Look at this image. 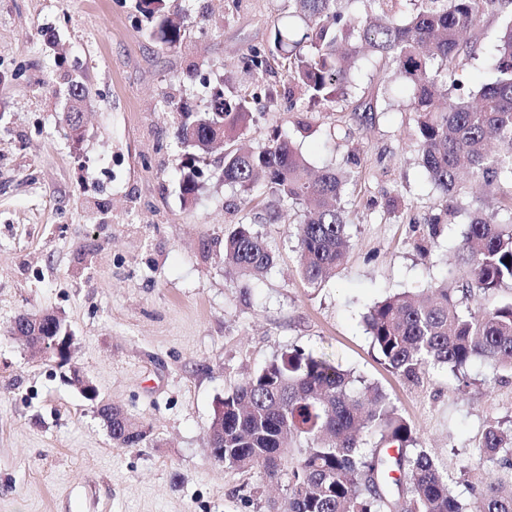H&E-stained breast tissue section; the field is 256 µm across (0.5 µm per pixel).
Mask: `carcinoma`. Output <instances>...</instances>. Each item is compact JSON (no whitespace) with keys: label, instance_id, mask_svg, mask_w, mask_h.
<instances>
[{"label":"carcinoma","instance_id":"cac0c4a2","mask_svg":"<svg viewBox=\"0 0 512 512\" xmlns=\"http://www.w3.org/2000/svg\"><path fill=\"white\" fill-rule=\"evenodd\" d=\"M300 29L276 26L269 49L253 48L248 62L330 108L345 96L361 56L384 60L388 77L412 92L413 137L420 163L439 192L442 209L426 224L453 220L468 175L490 189L512 188V0H291ZM151 36L174 47L185 26L165 11L164 0H139ZM500 21L489 60L495 80L473 91L461 72L481 51L484 19ZM254 119L247 94L212 95L202 111L187 114L177 129L181 144L199 154ZM224 182L239 188L250 221L224 240V272L248 282L266 273L273 255L257 222L273 224L284 204L300 206L297 259L311 284L333 276L349 248L342 192L351 172L318 174L291 141L274 136L255 150L229 147ZM260 187L264 199L254 202ZM184 202L198 191L195 170L183 175ZM463 270L450 271L432 297L413 292L375 303L365 317L381 360L408 382L435 366L458 369L475 359L512 371V302L473 311L471 292L512 285V217L476 212L459 249ZM350 372L294 349L225 394L224 417L213 422L223 464L287 480L282 501L267 512H512V495L489 484L465 507L452 480L423 448L413 447L411 425L378 386L359 389ZM112 407V441L131 447L141 437ZM379 436L368 448L359 432ZM304 442L300 448L292 442ZM478 459L512 470V428L488 426Z\"/></svg>","mask_w":512,"mask_h":512}]
</instances>
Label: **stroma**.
<instances>
[{
  "label": "stroma",
  "mask_w": 512,
  "mask_h": 512,
  "mask_svg": "<svg viewBox=\"0 0 512 512\" xmlns=\"http://www.w3.org/2000/svg\"><path fill=\"white\" fill-rule=\"evenodd\" d=\"M166 9L187 27L182 47L150 38L136 0H0V512H266L285 485L215 462L209 427L226 393L295 348L381 387L461 498L512 486L476 460L489 425L512 427V372L476 359L412 384L382 364L364 323L376 302L440 281L471 213L500 207L501 194L473 187L454 223L423 224L440 198L411 136L410 90L378 64L361 63L329 111L247 70L288 0ZM73 79L87 89L78 139L63 121ZM218 87L256 98L239 143L278 133L312 169L357 170L342 193L351 248L335 277L304 280L294 206L254 227L270 270L245 289L225 276L243 194L216 174L223 148L193 162L176 137V102L204 109ZM190 162L199 191L187 205ZM46 311L74 336L69 363L32 357L9 331L18 315ZM74 366L96 400L71 384ZM107 403L146 438L116 445L99 414Z\"/></svg>",
  "instance_id": "35a3bbf8"
}]
</instances>
